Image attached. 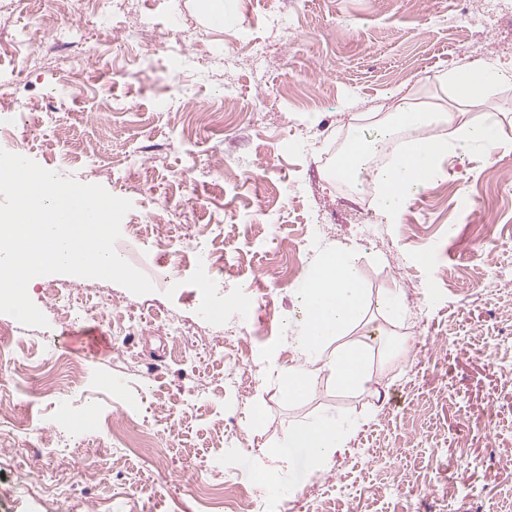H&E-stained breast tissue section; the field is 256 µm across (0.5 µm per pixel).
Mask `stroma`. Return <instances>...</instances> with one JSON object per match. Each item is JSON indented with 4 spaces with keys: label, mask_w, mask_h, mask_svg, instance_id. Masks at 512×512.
I'll use <instances>...</instances> for the list:
<instances>
[{
    "label": "stroma",
    "mask_w": 512,
    "mask_h": 512,
    "mask_svg": "<svg viewBox=\"0 0 512 512\" xmlns=\"http://www.w3.org/2000/svg\"><path fill=\"white\" fill-rule=\"evenodd\" d=\"M177 2L109 0L156 30L147 64L84 0L68 12L57 0H15L0 13L5 40L23 28L40 42L47 24L86 29L82 44L50 49L23 71L0 56V119L26 106L56 114L59 145L31 136L28 158L131 201L115 250L156 272L154 292L140 296L71 279L90 309L111 295L112 323L135 322L131 336L113 335L92 312L68 318L43 293L50 276L28 286L48 325L0 364V429L21 412L30 424L0 453V512H61L66 492L72 512H221L225 488L267 466L264 447L289 423L322 417L352 423L347 447L321 469L289 452L273 483L289 493L269 500L270 512H512V279L500 276L512 271V87L467 114H498L501 144L446 158L398 223L357 220L364 200L341 192L328 161L351 128L373 131L372 107L393 108L403 95L447 105L435 73L478 61L512 69V23L458 26L455 0H237V23L217 29L198 0ZM276 13L293 18L292 41ZM183 29L197 43L180 42ZM254 39L272 48L259 69L247 60ZM199 105L222 130L191 121ZM312 212L323 223H309ZM484 224L496 243L478 250ZM195 237L214 242V271L186 251ZM329 245L360 248L366 288L398 291L404 305L399 317L369 309L347 341L384 327L408 358L387 366L375 346L361 388L337 390L321 373L306 398L291 400L282 376L301 361L288 345L297 280L272 270L291 262L305 272ZM217 306L227 311L220 322L210 316ZM171 314L182 336L165 328ZM52 361L60 382L46 398L26 370ZM62 400L95 427L49 455L40 438ZM258 403L265 415L253 426ZM124 413L149 447L104 443L107 418Z\"/></svg>",
    "instance_id": "35a3bbf8"
}]
</instances>
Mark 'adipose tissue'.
Wrapping results in <instances>:
<instances>
[{"label": "adipose tissue", "instance_id": "obj_1", "mask_svg": "<svg viewBox=\"0 0 512 512\" xmlns=\"http://www.w3.org/2000/svg\"><path fill=\"white\" fill-rule=\"evenodd\" d=\"M435 83L444 87L453 105L452 111L420 108L408 97L399 103L379 127L408 132L406 149L386 166L371 169L372 181L382 190L377 208L387 223H397L406 200L435 181L441 163L448 154L466 152L482 146L494 149L501 139L497 119L487 117L475 123L465 119L468 108L483 103L492 89L512 83V71L493 65L470 64L435 75ZM454 123L451 137L429 136V129ZM294 293L299 301L301 323L291 344L304 361L289 367L285 390L289 398L299 400L311 390L317 374H328L337 388L354 390L370 378L372 352L359 344L344 343L343 337L360 323L370 307L401 312L398 294L372 299L364 286L361 254L352 247L324 248L312 268L299 280ZM347 431L335 418L290 423L282 443L265 448L274 461H286L287 450L304 453L316 467L329 464L345 448Z\"/></svg>", "mask_w": 512, "mask_h": 512}]
</instances>
